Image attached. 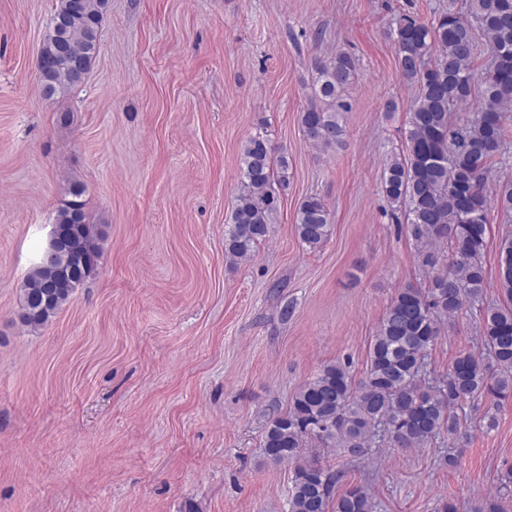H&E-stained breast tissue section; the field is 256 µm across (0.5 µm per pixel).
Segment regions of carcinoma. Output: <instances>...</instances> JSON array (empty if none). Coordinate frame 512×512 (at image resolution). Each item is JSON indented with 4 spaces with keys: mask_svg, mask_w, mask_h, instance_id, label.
Returning a JSON list of instances; mask_svg holds the SVG:
<instances>
[{
    "mask_svg": "<svg viewBox=\"0 0 512 512\" xmlns=\"http://www.w3.org/2000/svg\"><path fill=\"white\" fill-rule=\"evenodd\" d=\"M58 0L40 53L45 97L80 84L67 57L53 55L61 35L85 63L88 75L99 51L108 0ZM399 73L415 89L403 145L385 171L381 193L392 213L401 214L416 248L422 284L397 289L369 344L364 377L350 365H325L295 393L288 411L275 418L262 439L264 457L295 464L288 512H376L369 490L347 488L334 495L341 473L313 459L298 463L312 442L363 458L373 440L410 450L446 434L467 438L466 405L512 398V238L500 246V297L486 306L479 327L481 352L462 350L446 373L430 377L427 358L445 322L466 307L480 305L487 273L491 207L512 214V181L498 185L495 200L485 192L496 156L506 153L512 113V0H462L430 23L402 11L391 21ZM484 56L477 66L475 61ZM356 59L347 53L315 65L313 89L319 104L300 116L305 139L332 148L346 134L342 115L351 110L345 91L355 77ZM241 185L232 224L224 238L226 255L248 261L271 234L279 210L276 187L288 186V156L275 155L267 135L245 144ZM84 188L73 184L55 223L75 234L89 263L72 252L34 265L20 288L19 319L44 328L90 277L100 256V236L90 223ZM295 230L311 248L330 235L325 202L308 196L297 211Z\"/></svg>",
    "mask_w": 512,
    "mask_h": 512,
    "instance_id": "cac0c4a2",
    "label": "carcinoma"
}]
</instances>
